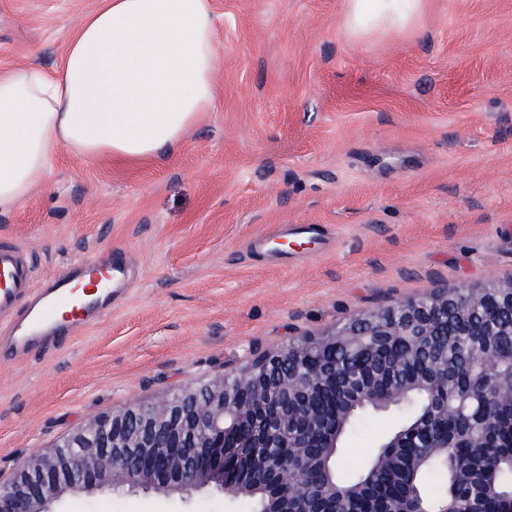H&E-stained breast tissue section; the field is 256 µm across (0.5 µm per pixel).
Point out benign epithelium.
Returning a JSON list of instances; mask_svg holds the SVG:
<instances>
[{
	"label": "benign epithelium",
	"instance_id": "1",
	"mask_svg": "<svg viewBox=\"0 0 512 512\" xmlns=\"http://www.w3.org/2000/svg\"><path fill=\"white\" fill-rule=\"evenodd\" d=\"M485 288L439 289L423 299L389 306L358 316L306 343L319 348L336 336L355 342L377 336L404 342L395 364L417 358L423 373L410 380L393 377L354 394L350 374H340L341 394L336 412L325 416L313 400L322 373L312 366L298 372L301 353L289 344L269 350L234 373L235 388L224 377L189 385L166 399L138 405L99 418L75 431L48 452L23 459L13 475L0 478V512H51L61 495L93 493L123 487L130 492L189 494L216 486L232 498H250L257 512H480L472 495L454 490L458 476L470 466L453 449L464 443L483 448L493 422L488 407L512 402V347L485 350L465 359L458 374L468 381L467 398L448 405V318L469 315ZM419 398L427 422L455 418L449 431L427 432L416 442L415 422L403 420L380 443L381 453L365 464L358 481L340 486L333 461L351 418L361 411L402 410ZM285 448L277 456L261 448ZM423 448L410 454L403 478L410 488L405 498L374 490V476L389 462L393 448ZM447 465L448 494L439 508L431 507L420 487L423 471L434 459Z\"/></svg>",
	"mask_w": 512,
	"mask_h": 512
}]
</instances>
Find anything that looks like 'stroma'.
Instances as JSON below:
<instances>
[{"label": "stroma", "mask_w": 512, "mask_h": 512, "mask_svg": "<svg viewBox=\"0 0 512 512\" xmlns=\"http://www.w3.org/2000/svg\"><path fill=\"white\" fill-rule=\"evenodd\" d=\"M98 0H0V71L58 66ZM213 111L164 160L68 150L0 214L35 287L120 258L133 281L54 348L0 359V476L93 419L164 399L289 342L435 289L512 279V0H428L419 28L363 41L346 0H212ZM315 225L326 249L258 239ZM357 470L393 424L370 414ZM53 512H253L190 496L64 494Z\"/></svg>", "instance_id": "35a3bbf8"}]
</instances>
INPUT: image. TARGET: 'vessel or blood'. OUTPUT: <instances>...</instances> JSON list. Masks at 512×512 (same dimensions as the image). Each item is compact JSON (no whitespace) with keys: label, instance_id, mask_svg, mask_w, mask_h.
Listing matches in <instances>:
<instances>
[{"label":"vessel or blood","instance_id":"b4317fda","mask_svg":"<svg viewBox=\"0 0 512 512\" xmlns=\"http://www.w3.org/2000/svg\"><path fill=\"white\" fill-rule=\"evenodd\" d=\"M81 267L53 280L47 288L32 292V267L15 245L0 244V313L23 306L8 336L0 337V352L24 355L42 347L74 325H86L100 318L105 303L99 295L83 300L72 298L74 281ZM67 308L66 320H59L60 308Z\"/></svg>","mask_w":512,"mask_h":512}]
</instances>
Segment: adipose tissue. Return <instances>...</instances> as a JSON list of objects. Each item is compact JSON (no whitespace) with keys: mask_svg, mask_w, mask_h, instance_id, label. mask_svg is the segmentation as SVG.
I'll return each instance as SVG.
<instances>
[{"mask_svg":"<svg viewBox=\"0 0 512 512\" xmlns=\"http://www.w3.org/2000/svg\"><path fill=\"white\" fill-rule=\"evenodd\" d=\"M424 0H347L363 40L412 29ZM211 0H99L60 66L0 73V212L21 205L60 149L88 160H163L214 107Z\"/></svg>","mask_w":512,"mask_h":512,"instance_id":"1","label":"adipose tissue"}]
</instances>
